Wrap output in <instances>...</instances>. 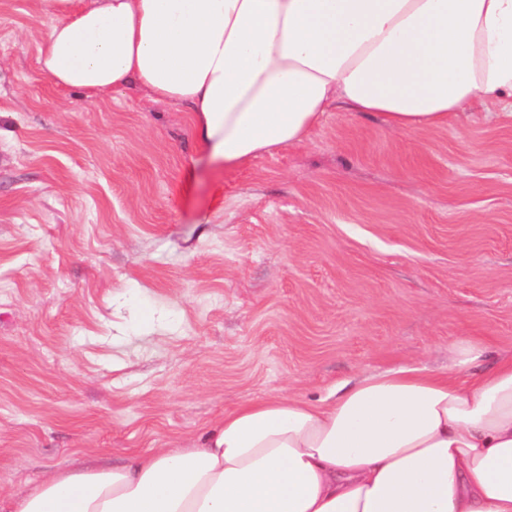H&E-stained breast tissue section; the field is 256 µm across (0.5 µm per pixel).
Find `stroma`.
Wrapping results in <instances>:
<instances>
[{"mask_svg": "<svg viewBox=\"0 0 512 512\" xmlns=\"http://www.w3.org/2000/svg\"><path fill=\"white\" fill-rule=\"evenodd\" d=\"M0 0V494L207 435L226 409L512 355V122L417 131L338 109L225 169L182 106L91 104ZM449 349L453 367L462 369L479 360L488 350V343L478 338H456L450 342Z\"/></svg>", "mask_w": 512, "mask_h": 512, "instance_id": "stroma-1", "label": "stroma"}]
</instances>
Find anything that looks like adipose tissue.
Here are the masks:
<instances>
[{
	"instance_id": "adipose-tissue-1",
	"label": "adipose tissue",
	"mask_w": 512,
	"mask_h": 512,
	"mask_svg": "<svg viewBox=\"0 0 512 512\" xmlns=\"http://www.w3.org/2000/svg\"><path fill=\"white\" fill-rule=\"evenodd\" d=\"M41 71L90 100L138 84L182 104L233 168L304 140L326 112L394 131L478 99L512 119V0H41ZM373 371L312 402L245 400L188 448L135 452L0 498V512H512V356Z\"/></svg>"
}]
</instances>
